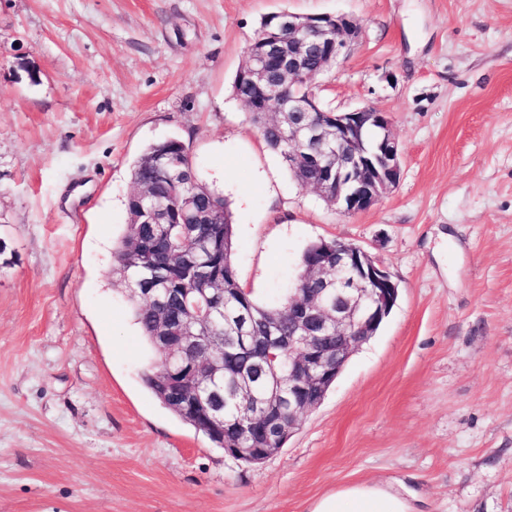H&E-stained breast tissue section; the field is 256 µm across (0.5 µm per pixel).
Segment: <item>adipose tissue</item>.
<instances>
[{"label": "adipose tissue", "mask_w": 512, "mask_h": 512, "mask_svg": "<svg viewBox=\"0 0 512 512\" xmlns=\"http://www.w3.org/2000/svg\"><path fill=\"white\" fill-rule=\"evenodd\" d=\"M308 512H415L410 501L379 482L345 485L316 499Z\"/></svg>", "instance_id": "adipose-tissue-1"}]
</instances>
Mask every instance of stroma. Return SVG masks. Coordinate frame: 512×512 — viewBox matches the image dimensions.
<instances>
[{
	"instance_id": "stroma-1",
	"label": "stroma",
	"mask_w": 512,
	"mask_h": 512,
	"mask_svg": "<svg viewBox=\"0 0 512 512\" xmlns=\"http://www.w3.org/2000/svg\"><path fill=\"white\" fill-rule=\"evenodd\" d=\"M280 11L362 26L316 92L390 118L403 173L365 211L297 183L232 92ZM170 138L228 201L262 303L321 239L399 284L259 464L144 387L151 354L112 283L131 166ZM369 480L417 512H512V0H0V512H307Z\"/></svg>"
}]
</instances>
